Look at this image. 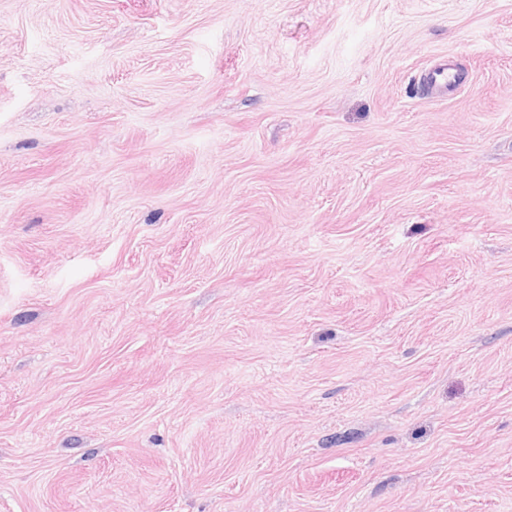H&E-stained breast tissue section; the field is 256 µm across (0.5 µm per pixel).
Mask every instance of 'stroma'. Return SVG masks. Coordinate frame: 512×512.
<instances>
[{
  "label": "stroma",
  "instance_id": "35a3bbf8",
  "mask_svg": "<svg viewBox=\"0 0 512 512\" xmlns=\"http://www.w3.org/2000/svg\"><path fill=\"white\" fill-rule=\"evenodd\" d=\"M0 512H512V0H0ZM459 72L456 62L445 61L425 68L419 82L428 97L441 100L448 96V87L459 85Z\"/></svg>",
  "mask_w": 512,
  "mask_h": 512
}]
</instances>
